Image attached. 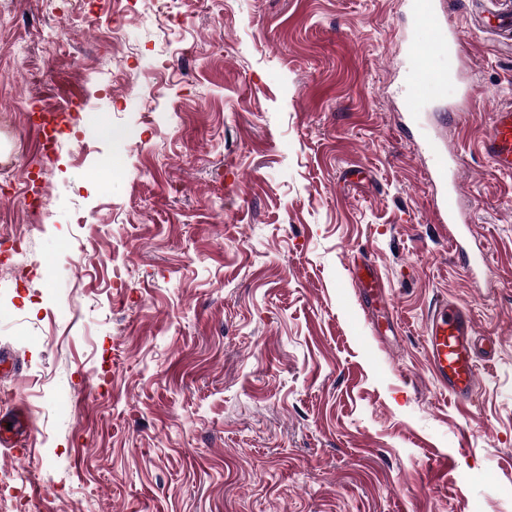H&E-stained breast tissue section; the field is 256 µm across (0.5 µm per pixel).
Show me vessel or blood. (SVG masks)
<instances>
[{
	"instance_id": "b4317fda",
	"label": "vessel or blood",
	"mask_w": 512,
	"mask_h": 512,
	"mask_svg": "<svg viewBox=\"0 0 512 512\" xmlns=\"http://www.w3.org/2000/svg\"><path fill=\"white\" fill-rule=\"evenodd\" d=\"M410 10L416 22L437 28L432 40L415 41L409 47L412 79L403 106L405 111L414 114L419 111L427 89L444 85L448 68L455 62L456 41L453 33L442 28L436 0H410ZM66 120L67 116L62 112H45L38 116L36 126L41 147L52 145L54 133ZM479 145L497 171L512 174L511 105L492 112ZM428 151L433 159L431 178L436 187L432 207L438 222L447 225L450 235H472L471 224L463 220L459 211L454 195L456 185L448 180L449 164L459 160L456 148H441L432 143ZM353 277L367 306L373 307L383 301L385 284L369 265L356 267ZM425 336L428 359L439 387L456 402L472 401L479 386V360L491 358L495 346L480 337L468 308L440 300L427 318Z\"/></svg>"
}]
</instances>
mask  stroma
Wrapping results in <instances>:
<instances>
[{"mask_svg": "<svg viewBox=\"0 0 512 512\" xmlns=\"http://www.w3.org/2000/svg\"><path fill=\"white\" fill-rule=\"evenodd\" d=\"M0 0V199L32 278L0 288V472L29 512H512V175L478 149L512 43L444 0L474 95L403 108L407 0ZM119 27L99 45L96 33ZM80 102L40 155L32 98ZM489 259L471 280L431 209L427 138ZM388 287L375 334L351 268ZM497 351L474 401L424 346L441 299ZM448 457L446 475L435 472Z\"/></svg>", "mask_w": 512, "mask_h": 512, "instance_id": "1", "label": "stroma"}]
</instances>
